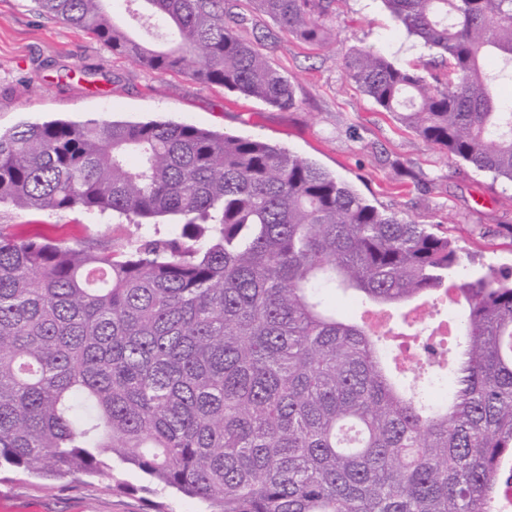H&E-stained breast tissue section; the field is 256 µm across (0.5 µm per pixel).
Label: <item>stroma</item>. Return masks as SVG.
<instances>
[{"mask_svg":"<svg viewBox=\"0 0 512 512\" xmlns=\"http://www.w3.org/2000/svg\"><path fill=\"white\" fill-rule=\"evenodd\" d=\"M224 6L246 14L240 33L261 40L291 81L293 108L201 85L182 72L156 74L39 14L33 0H0V130L50 119H163L270 141L352 183L378 208L440 225L460 249L461 275L512 270V182L432 147L374 108L342 73L341 60L355 45L404 68L433 57V49L396 26L381 0H343L331 40L319 46L289 35L248 0H224ZM0 231L66 243L123 241L138 233L108 214L7 205L0 207ZM123 477L137 492L114 493L106 480L80 474L51 485L9 474L0 479V502L10 512H149L155 496L142 492L143 475L130 469Z\"/></svg>","mask_w":512,"mask_h":512,"instance_id":"1","label":"stroma"}]
</instances>
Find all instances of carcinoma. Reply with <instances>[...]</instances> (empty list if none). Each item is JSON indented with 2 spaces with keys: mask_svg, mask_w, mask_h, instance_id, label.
I'll return each instance as SVG.
<instances>
[{
  "mask_svg": "<svg viewBox=\"0 0 512 512\" xmlns=\"http://www.w3.org/2000/svg\"><path fill=\"white\" fill-rule=\"evenodd\" d=\"M107 0L37 10L157 74L275 107L291 81L224 0H140L164 43ZM327 42L341 0H249ZM437 50L412 70L352 47L345 79L433 147L512 182V0H383ZM171 224L125 243L0 235V471L133 467L206 512H491L512 459V277H458L448 233L369 203L283 147L190 123L87 119L0 131V204ZM430 316L376 329L336 310ZM431 354L397 366L394 336Z\"/></svg>",
  "mask_w": 512,
  "mask_h": 512,
  "instance_id": "cac0c4a2",
  "label": "carcinoma"
}]
</instances>
